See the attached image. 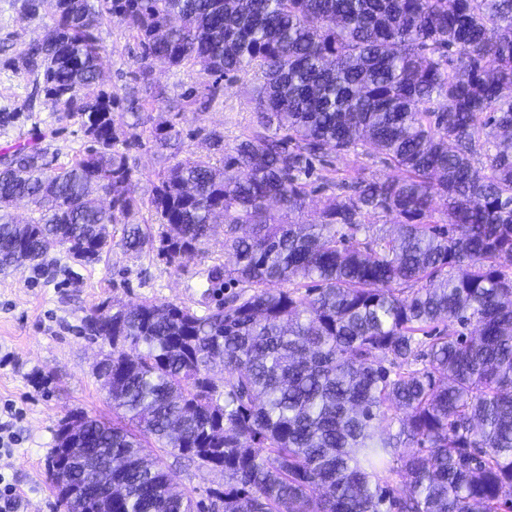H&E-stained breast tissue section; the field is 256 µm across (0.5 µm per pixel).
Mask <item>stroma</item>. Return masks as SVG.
<instances>
[{"instance_id": "obj_1", "label": "stroma", "mask_w": 512, "mask_h": 512, "mask_svg": "<svg viewBox=\"0 0 512 512\" xmlns=\"http://www.w3.org/2000/svg\"><path fill=\"white\" fill-rule=\"evenodd\" d=\"M23 4L24 0H0V110H21L12 127L0 130V156L38 143L46 147L50 166L67 165L90 144L79 119L60 118L54 101L44 96L38 97L32 111L21 109L32 80L16 72L12 60L53 23L45 13L29 16ZM97 37L105 49L99 87L111 94L112 110L122 116L138 196L149 197L176 161L207 156L221 163L215 138H222L229 148L249 134L258 86L253 75L224 77L185 64L154 67L146 79L135 31L113 19L103 22ZM168 126L179 133L173 147L153 136L155 129ZM390 173L378 158L328 152L323 167L316 170L324 182L308 199L306 220H318L334 191L333 181ZM110 233L96 263L78 265L56 251L24 269L0 271V404L13 402L22 413L14 423L18 444L0 451V482L17 488L13 512H67L47 472L58 425L74 414L105 420L113 416L95 375V365L109 347L83 336L86 318L100 307L118 303L173 302L203 314L217 302L206 292L207 273L212 261L224 259L223 229H215L208 242L210 258H194L179 268L154 252L126 250L121 225L112 226ZM161 459L174 483L194 500H207L209 489L221 480L199 463L167 453Z\"/></svg>"}]
</instances>
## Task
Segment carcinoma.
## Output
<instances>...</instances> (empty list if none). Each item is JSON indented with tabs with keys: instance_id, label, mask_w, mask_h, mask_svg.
Masks as SVG:
<instances>
[{
	"instance_id": "1",
	"label": "carcinoma",
	"mask_w": 512,
	"mask_h": 512,
	"mask_svg": "<svg viewBox=\"0 0 512 512\" xmlns=\"http://www.w3.org/2000/svg\"><path fill=\"white\" fill-rule=\"evenodd\" d=\"M52 14L13 59L97 147L48 167L0 158V271L62 250L97 262L107 227L170 265L204 258L217 224L232 268L199 315L173 302L114 304L85 332L111 351L117 420L61 422L112 456V512H199L153 449L221 474L224 512H500L512 508V0H25ZM117 18L147 70L252 72L256 125L218 168L172 165L144 201L118 149L112 95L96 90V35ZM396 171L335 184L296 224L325 151ZM29 200L24 224L11 208ZM148 203L159 224L124 220ZM389 216L381 234L366 219ZM224 374L218 385L213 373ZM405 487L394 494L392 483Z\"/></svg>"
}]
</instances>
